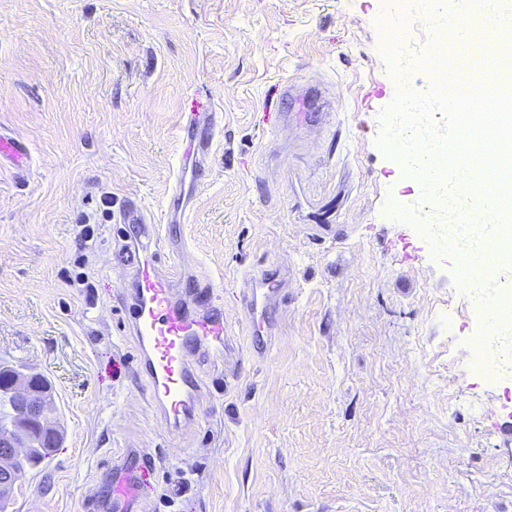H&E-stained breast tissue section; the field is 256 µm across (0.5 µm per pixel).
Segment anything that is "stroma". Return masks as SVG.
I'll return each instance as SVG.
<instances>
[{
  "instance_id": "stroma-1",
  "label": "stroma",
  "mask_w": 512,
  "mask_h": 512,
  "mask_svg": "<svg viewBox=\"0 0 512 512\" xmlns=\"http://www.w3.org/2000/svg\"><path fill=\"white\" fill-rule=\"evenodd\" d=\"M390 20L388 0H0V131L31 151L0 166V363L50 381L61 432L10 512H82L130 448L157 454L153 512H512V381L470 367L485 323L456 253L397 218L418 190L380 144ZM288 82L323 83L319 122L284 120ZM204 110L223 115L211 171L172 219L177 129ZM130 200L210 277L240 351L242 277L293 272L268 356L231 390L203 367L188 436L116 330Z\"/></svg>"
}]
</instances>
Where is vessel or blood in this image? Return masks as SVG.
<instances>
[{"mask_svg": "<svg viewBox=\"0 0 512 512\" xmlns=\"http://www.w3.org/2000/svg\"><path fill=\"white\" fill-rule=\"evenodd\" d=\"M511 54L502 37L493 34L474 45L468 57L480 62L491 55L505 58ZM284 94L290 105L313 109L322 98L313 86L301 89L291 84ZM221 128L222 115L218 112L184 116L178 139L192 164L175 177L168 207L184 200L187 178L199 182L209 173V159ZM4 159L15 168L26 167L27 140L0 133V161ZM119 221L137 226L138 250L128 273L130 286L118 330L133 341L138 371L148 382L156 410L172 433L181 435L200 421L204 388L199 370L203 362L228 355L224 311L216 306L210 284L188 271L182 250L172 249L169 262H162L161 247L166 242L163 227L150 223L136 201L123 206ZM288 276V268L271 265L244 279L240 306L252 340L250 356H264L275 334L272 315L288 299ZM147 460L145 453L131 450L113 462L106 495L90 494L85 500L87 512H147L138 485V474Z\"/></svg>", "mask_w": 512, "mask_h": 512, "instance_id": "obj_1", "label": "vessel or blood"}]
</instances>
